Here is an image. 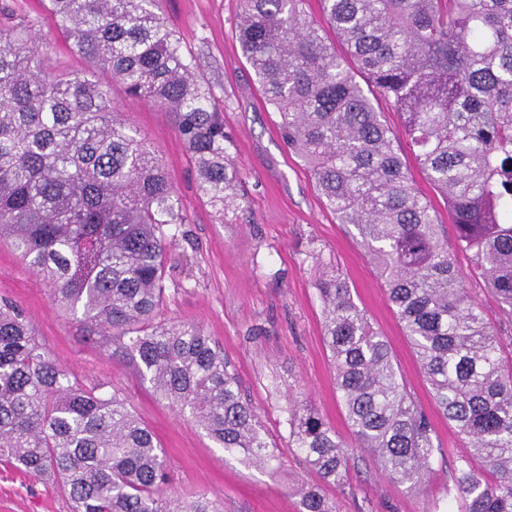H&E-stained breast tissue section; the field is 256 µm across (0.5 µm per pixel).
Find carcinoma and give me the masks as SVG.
<instances>
[{"instance_id":"carcinoma-1","label":"carcinoma","mask_w":512,"mask_h":512,"mask_svg":"<svg viewBox=\"0 0 512 512\" xmlns=\"http://www.w3.org/2000/svg\"><path fill=\"white\" fill-rule=\"evenodd\" d=\"M69 52L92 70L50 67L36 21L0 24V239L50 285L54 304L102 354L129 361L160 399L228 453L263 463L270 445L224 353L197 323L156 321L179 194L151 146L112 106L110 83L175 114L197 188L225 212L240 171L215 111L162 16L161 0H40ZM241 0L235 36L288 150L326 207L357 231L430 386L460 438L461 512H512V353L471 299L455 255L470 256L512 322V0ZM341 43L343 51L336 50ZM448 208L454 238L416 187L397 132ZM336 392L355 440L392 483L431 472L434 429L385 336L335 275L317 282ZM289 442L324 485L354 453L314 409ZM0 464L59 484L72 512H219L204 493L162 488L160 443L105 384L52 359L18 302L0 298ZM301 512H336L322 488Z\"/></svg>"}]
</instances>
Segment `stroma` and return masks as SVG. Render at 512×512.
<instances>
[{
    "mask_svg": "<svg viewBox=\"0 0 512 512\" xmlns=\"http://www.w3.org/2000/svg\"><path fill=\"white\" fill-rule=\"evenodd\" d=\"M37 14L38 35L55 44L56 68L84 71L53 18L38 0H0ZM164 14L197 79L212 88L213 104L233 142L243 197L222 216L196 186L190 154L172 113L110 87L112 101L150 141L181 196L188 239L170 253L162 318L200 323L224 351L244 396L254 406L274 454L264 466L224 453L188 417L159 400L127 362L104 359L100 342L49 299L45 285L10 247L0 245V297L20 302L55 362L88 383L118 392L156 436L166 456L167 489L206 493L224 512H299L301 485L317 483L302 455L288 445V416L308 404L352 442L336 392L323 336L322 274L345 278L356 304L386 336L411 392L435 427L439 451L426 483L407 489L389 482L364 452H356L343 486L326 487L337 512H432L463 445L436 408L416 357L387 299L383 282L353 226L338 223L305 163L284 145L277 115L265 105L235 38L239 0H165ZM0 512H71L57 487L0 465Z\"/></svg>",
    "mask_w": 512,
    "mask_h": 512,
    "instance_id": "35a3bbf8",
    "label": "stroma"
}]
</instances>
